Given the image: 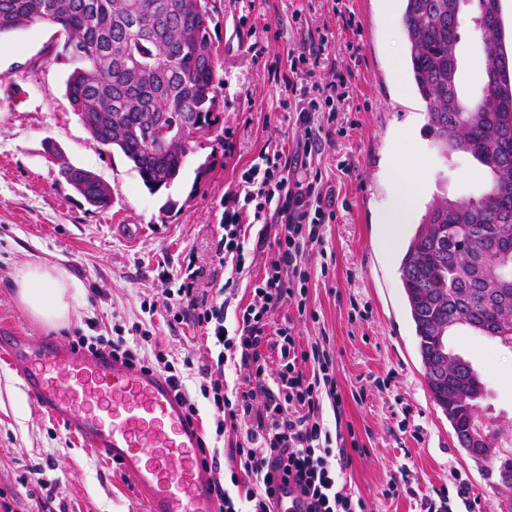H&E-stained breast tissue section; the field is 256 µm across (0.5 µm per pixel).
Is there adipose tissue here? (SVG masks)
Here are the masks:
<instances>
[{
  "label": "adipose tissue",
  "instance_id": "adipose-tissue-1",
  "mask_svg": "<svg viewBox=\"0 0 512 512\" xmlns=\"http://www.w3.org/2000/svg\"><path fill=\"white\" fill-rule=\"evenodd\" d=\"M417 154L409 134H401L390 162L393 189L383 203L378 221L386 230L387 246H395L398 231L409 223L417 186L411 180ZM18 302L37 321L50 329L69 324L75 303L84 291L80 281L57 264L28 263L15 276Z\"/></svg>",
  "mask_w": 512,
  "mask_h": 512
}]
</instances>
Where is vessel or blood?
<instances>
[{
    "label": "vessel or blood",
    "mask_w": 512,
    "mask_h": 512,
    "mask_svg": "<svg viewBox=\"0 0 512 512\" xmlns=\"http://www.w3.org/2000/svg\"><path fill=\"white\" fill-rule=\"evenodd\" d=\"M0 360L20 369L38 409L85 447L120 464L149 512H219L200 464L202 434L188 420L167 377L54 338L31 341L0 331ZM295 483L275 481V512H304Z\"/></svg>",
    "instance_id": "b4317fda"
}]
</instances>
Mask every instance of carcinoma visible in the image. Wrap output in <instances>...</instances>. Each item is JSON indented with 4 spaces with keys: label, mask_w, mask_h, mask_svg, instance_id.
<instances>
[{
    "label": "carcinoma",
    "mask_w": 512,
    "mask_h": 512,
    "mask_svg": "<svg viewBox=\"0 0 512 512\" xmlns=\"http://www.w3.org/2000/svg\"><path fill=\"white\" fill-rule=\"evenodd\" d=\"M401 24L408 66L425 103L428 130L445 152L471 155L491 175L476 199L426 206L400 262L418 351L432 378L445 342L436 327L461 316L482 336L512 345V302H496L486 289L458 277L466 251L485 248L512 232V40L500 0H462L477 12L476 30L487 67L480 97L461 95L458 14L452 0H402ZM214 0H0V35L36 22L61 27L70 61L65 82L72 111L101 145L118 149L152 194L180 179L191 142L215 132L220 121L218 56L211 31ZM155 71L124 66L127 59ZM470 128L472 145L460 134ZM66 182L97 208L111 192L93 173L66 166ZM454 381L484 395L471 363L460 361ZM459 446L469 441V410L440 405Z\"/></svg>",
    "instance_id": "cac0c4a2"
}]
</instances>
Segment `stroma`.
Listing matches in <instances>:
<instances>
[{"label": "stroma", "instance_id": "obj_1", "mask_svg": "<svg viewBox=\"0 0 512 512\" xmlns=\"http://www.w3.org/2000/svg\"><path fill=\"white\" fill-rule=\"evenodd\" d=\"M349 12L358 31L339 19ZM474 15L473 9L462 11L456 47L468 94L479 92L485 64ZM214 26L219 127L233 131L236 151L225 156L223 140L212 135L196 140L181 179L155 195L123 154L97 142L72 111L65 97L72 63L58 27L35 23L0 36V326L66 343L79 332L130 338L141 327L163 352L191 354L199 366L211 363L205 328L189 320L171 325L163 292L191 264L204 270L200 290L217 297L224 284L215 255L224 193L264 150H295L300 130L279 106L287 92L288 54L318 55L321 78L350 71L349 92L363 106L354 115L356 127L315 161L325 184L348 206L325 227L324 252L335 258L329 278L319 274L322 252L309 256V307L317 317L297 325L302 342H323L344 397L341 416L327 408L324 419L353 427L359 436L360 449L343 479L371 512H420L426 500L443 505L462 479L479 494L480 512H501L506 494L497 471L459 448L425 378L399 272L416 226L404 225L391 251L376 222L387 193V159L406 129L421 158L414 171L416 218L432 201L476 198L489 186L470 155L444 153L430 136L425 105L405 64V35H391L382 0H216ZM326 32L331 46L323 54ZM257 41L268 43L276 67L255 62L251 46ZM351 44L357 56H350ZM51 144L61 157L48 153ZM63 161L108 185L111 207L89 206L59 177ZM341 161L354 174L338 170ZM169 199L170 210L164 207ZM37 262L66 268L85 288L68 326L44 327L15 297L16 269ZM148 304L153 313L145 312ZM448 346L481 373L480 406L489 430L501 449L512 452V348L465 328L451 332ZM386 376L390 386L378 389L375 379ZM37 465L46 467L47 485L27 480ZM392 483L393 495L387 492ZM0 512H148L131 479L40 412L16 370L3 364Z\"/></svg>", "mask_w": 512, "mask_h": 512}]
</instances>
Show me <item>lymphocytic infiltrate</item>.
<instances>
[{
    "instance_id": "lymphocytic-infiltrate-1",
    "label": "lymphocytic infiltrate",
    "mask_w": 512,
    "mask_h": 512,
    "mask_svg": "<svg viewBox=\"0 0 512 512\" xmlns=\"http://www.w3.org/2000/svg\"><path fill=\"white\" fill-rule=\"evenodd\" d=\"M289 60L294 79L280 105L295 114L302 136L293 155L261 153L224 194L223 234L216 249L226 274L224 299L200 297L195 288L199 272L189 265L178 288L167 291L166 310L171 322L190 318L212 326L219 349L214 367L198 369L200 393L214 409L216 441L200 451L210 468H218L224 455L251 477L247 483L240 474L216 482L220 512H273L277 477L294 480L308 500L307 512H368L365 499L341 480L349 463L345 438L323 419L324 405L336 412L343 406L329 354L320 342L300 344L296 318L271 321L287 305L296 308L297 318L310 313L306 256L323 245L325 226L336 218L333 194L324 189L320 173L312 171V159L344 133L342 113L348 108L342 74L326 81L309 67L306 54ZM264 252L271 259L250 285V302L235 303L238 275L249 259ZM139 337L131 345L121 336H81L75 345L92 353L106 350L128 364L165 374L188 415L198 418L184 376L194 367L191 357L176 362L157 350L145 358L142 346L152 343L153 336L143 330ZM229 364L244 371L231 391L211 375L212 369Z\"/></svg>"
}]
</instances>
